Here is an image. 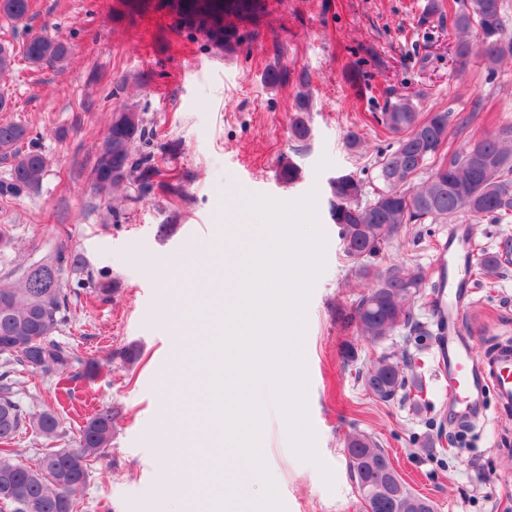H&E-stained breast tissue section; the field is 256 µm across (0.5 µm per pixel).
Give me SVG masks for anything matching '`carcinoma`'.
Segmentation results:
<instances>
[{
    "mask_svg": "<svg viewBox=\"0 0 512 512\" xmlns=\"http://www.w3.org/2000/svg\"><path fill=\"white\" fill-rule=\"evenodd\" d=\"M32 0H0V18L19 21L32 11ZM187 21L206 30L210 40L222 45L235 38L224 24L228 0H179ZM453 26L458 32L455 55L464 63L472 52L471 33L481 37L488 75L512 61V34L506 32L504 0H466L455 9ZM33 68L65 66L71 56L69 41L42 33L31 35L19 52L0 45V76L16 67V54ZM268 85L288 81V69L279 61L264 73ZM307 94L297 98V115L290 123V136L306 142L312 129L302 113ZM375 120L391 140V146L376 162L380 183L373 198L362 202L363 183L352 174L329 180L328 215L340 228L344 256L357 281L367 291L352 306L347 317L356 336L377 343L404 332L419 338L428 335L415 320L414 300L427 278L422 266L403 259L385 267L377 264L383 248L414 224H450L462 211L492 224L512 223V127L495 135L465 143L459 150L444 151L448 142L450 115L423 113L408 97L390 102ZM146 142L144 113L132 108L112 112L102 144L90 173L94 193L114 201L133 204L163 186L164 170L151 152L140 149ZM0 161L9 165L0 179V204L6 206L37 190L50 160L35 144L29 128L21 123H0ZM428 173L420 184L421 173ZM300 178L293 162L281 163L279 180L292 185ZM512 265V237L501 239L497 251H479L472 275L477 284L489 283ZM83 256L60 247L41 259L0 273V487L8 485L12 499L0 504V512H79L80 491L87 484L92 465L112 442L114 413L102 408L87 416L79 427L73 448H56L60 420L48 408L37 416L15 397V375L23 370L33 375L61 380L93 378L97 362L55 339L70 310L71 291L66 288V270L82 272ZM21 337L28 347L13 350L7 341ZM369 395L388 402L399 392L418 389L421 380L407 354L384 353L361 374ZM35 429L48 449L35 462L25 464L12 448L26 428ZM351 449L349 469L365 504L366 512H436L428 498L413 492L399 475L382 473L379 462L392 464L390 456L374 437L355 433L346 441Z\"/></svg>",
    "mask_w": 512,
    "mask_h": 512,
    "instance_id": "carcinoma-1",
    "label": "carcinoma"
}]
</instances>
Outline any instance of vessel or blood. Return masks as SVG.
Instances as JSON below:
<instances>
[{
    "mask_svg": "<svg viewBox=\"0 0 512 512\" xmlns=\"http://www.w3.org/2000/svg\"><path fill=\"white\" fill-rule=\"evenodd\" d=\"M471 261L465 230L451 226L434 257L438 290L433 316L438 330L436 369L446 382L445 405L454 425L483 420L487 393H494L501 406L512 405V340H501L492 351L478 356L465 334L462 313L471 303L466 276Z\"/></svg>",
    "mask_w": 512,
    "mask_h": 512,
    "instance_id": "1",
    "label": "vessel or blood"
}]
</instances>
